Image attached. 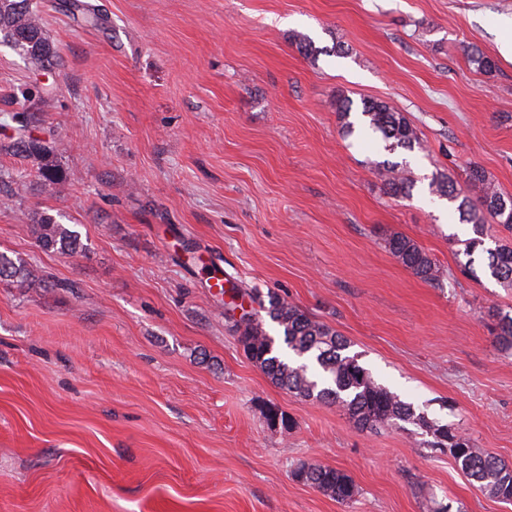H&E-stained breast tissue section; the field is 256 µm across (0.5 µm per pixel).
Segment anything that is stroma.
I'll list each match as a JSON object with an SVG mask.
<instances>
[{
  "instance_id": "obj_1",
  "label": "stroma",
  "mask_w": 512,
  "mask_h": 512,
  "mask_svg": "<svg viewBox=\"0 0 512 512\" xmlns=\"http://www.w3.org/2000/svg\"><path fill=\"white\" fill-rule=\"evenodd\" d=\"M62 64L0 45V142L52 88L38 133L62 172L0 154V251L47 276L0 281V512H512L409 430L356 429L275 387L233 320L281 295L338 330L381 384L512 463V353L493 313L512 288L463 276L471 227L438 211L443 173L512 194V0H37ZM310 39L302 54L295 35ZM477 49L496 67L476 70ZM387 101L420 149L345 135L339 96ZM398 162L410 197L384 191ZM45 212L83 252L41 249ZM414 239L422 281L385 247ZM221 268L252 297L213 288ZM278 407L292 429L268 426ZM303 462L351 477L340 502ZM386 247L406 268L425 282L439 285L443 272L435 260L414 240L399 234L386 239Z\"/></svg>"
}]
</instances>
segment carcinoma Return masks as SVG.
<instances>
[{"mask_svg":"<svg viewBox=\"0 0 512 512\" xmlns=\"http://www.w3.org/2000/svg\"><path fill=\"white\" fill-rule=\"evenodd\" d=\"M0 44L16 50L36 71L59 66V56L47 37L35 0H0ZM49 94L50 90L42 87L28 98L25 125L36 127L41 123V105ZM361 115L368 129L381 136L386 150L421 148L417 129L388 102L365 99ZM23 133L24 129H18V137L1 144L0 151L13 156L43 158L39 179L45 183L55 182L59 171L52 161L44 159L45 147H29L23 140ZM382 169L387 194L397 198L411 195L415 183L401 175L398 164L386 162ZM467 185L478 191L476 199H471L448 175L430 183L431 193L454 204L459 219L472 225L473 236L463 241L462 250L456 251L466 257V261H458L459 267L463 273L477 277L474 254L479 252L484 255V267L491 277L503 287L512 288V246L485 247L486 224L492 221L512 226V195L501 192L477 166L470 168ZM30 231L39 247L46 251L77 254L83 249L78 233L49 214L35 215ZM386 247L420 279L436 285L442 283L440 266L414 240L395 234L386 239ZM0 279L16 281L28 288L46 286L44 278L34 275L22 261L4 252H0ZM259 305L282 332L288 350L299 357H307L319 369V373L314 374L309 372L308 364L294 365L280 356L276 338L265 328L266 317L258 316L243 328L235 327V332L248 359L273 385L305 400L338 406L361 431L412 424L422 434L432 435L431 447L448 449L460 470L477 481L486 493L512 501V465L487 453L465 434L417 410L413 403L378 383L359 363V355L348 353L350 342L337 330L279 295H271L268 302L261 301ZM496 318L498 343L502 350L511 352L512 314L498 311ZM294 475L341 502L352 500L357 493L352 479L336 468L304 462L296 467Z\"/></svg>","mask_w":512,"mask_h":512,"instance_id":"cac0c4a2","label":"carcinoma"}]
</instances>
